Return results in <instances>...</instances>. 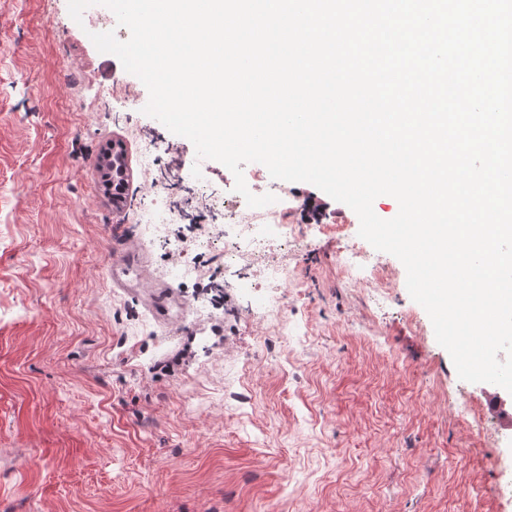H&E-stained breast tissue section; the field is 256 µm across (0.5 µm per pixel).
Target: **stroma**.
<instances>
[{
    "label": "stroma",
    "mask_w": 512,
    "mask_h": 512,
    "mask_svg": "<svg viewBox=\"0 0 512 512\" xmlns=\"http://www.w3.org/2000/svg\"><path fill=\"white\" fill-rule=\"evenodd\" d=\"M113 21L0 0V512H512V393L459 379L351 208L288 211L298 237L229 262L236 222L140 223L182 198L155 189L171 145L195 213L233 175L144 114L88 36ZM112 145L117 210L96 169ZM269 268L288 338L243 293Z\"/></svg>",
    "instance_id": "35a3bbf8"
}]
</instances>
